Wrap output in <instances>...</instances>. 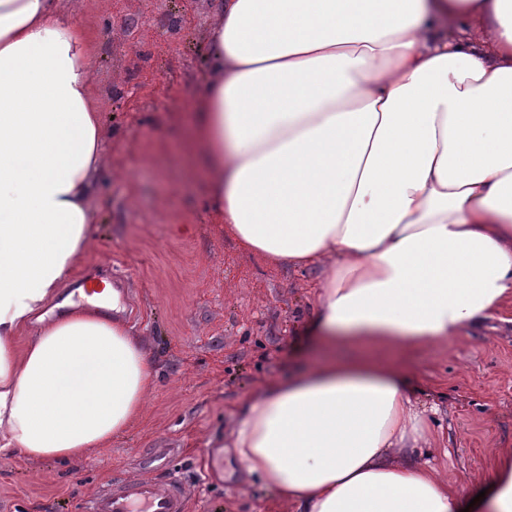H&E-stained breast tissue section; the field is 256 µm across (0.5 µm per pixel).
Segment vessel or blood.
Listing matches in <instances>:
<instances>
[{
  "mask_svg": "<svg viewBox=\"0 0 512 512\" xmlns=\"http://www.w3.org/2000/svg\"><path fill=\"white\" fill-rule=\"evenodd\" d=\"M186 488L175 479L112 481L84 504V512H185Z\"/></svg>",
  "mask_w": 512,
  "mask_h": 512,
  "instance_id": "vessel-or-blood-1",
  "label": "vessel or blood"
}]
</instances>
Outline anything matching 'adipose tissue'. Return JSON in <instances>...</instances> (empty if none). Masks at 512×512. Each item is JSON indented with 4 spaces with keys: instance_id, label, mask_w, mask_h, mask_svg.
Segmentation results:
<instances>
[{
    "instance_id": "obj_1",
    "label": "adipose tissue",
    "mask_w": 512,
    "mask_h": 512,
    "mask_svg": "<svg viewBox=\"0 0 512 512\" xmlns=\"http://www.w3.org/2000/svg\"><path fill=\"white\" fill-rule=\"evenodd\" d=\"M206 38L211 201L321 269L314 356L235 411L239 466L294 512H512V452L480 502L421 460L396 359L512 301V0H215ZM95 54L58 0H0V457L84 458L154 379L101 294L61 298L105 162Z\"/></svg>"
}]
</instances>
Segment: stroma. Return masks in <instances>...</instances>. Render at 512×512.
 <instances>
[{"instance_id":"stroma-1","label":"stroma","mask_w":512,"mask_h":512,"mask_svg":"<svg viewBox=\"0 0 512 512\" xmlns=\"http://www.w3.org/2000/svg\"><path fill=\"white\" fill-rule=\"evenodd\" d=\"M209 0H83L76 21L97 43L93 92L106 164L90 242L72 276L99 265L130 278V323L147 341L154 382L139 420L105 448L68 464L0 459V512H82L112 477H140V451H171L167 475L190 486L187 512H291L214 459L229 413L286 379L311 352L301 340L318 269L269 263L224 228L191 138L206 66ZM430 418L422 454L449 485L470 490L512 450V302L444 347L403 359Z\"/></svg>"}]
</instances>
